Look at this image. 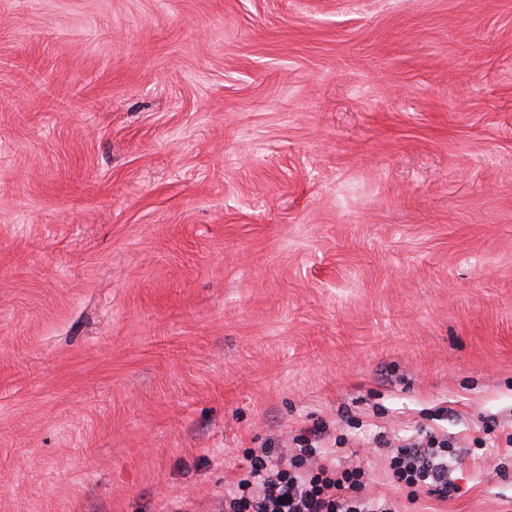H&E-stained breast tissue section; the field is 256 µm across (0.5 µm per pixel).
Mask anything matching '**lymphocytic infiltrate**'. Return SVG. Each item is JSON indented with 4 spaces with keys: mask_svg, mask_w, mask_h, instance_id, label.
Returning <instances> with one entry per match:
<instances>
[{
    "mask_svg": "<svg viewBox=\"0 0 512 512\" xmlns=\"http://www.w3.org/2000/svg\"><path fill=\"white\" fill-rule=\"evenodd\" d=\"M317 437V432H303L294 454L275 462L249 457L224 496V512H397L390 499L367 495L369 475L363 467L337 469ZM454 455L442 442L407 444L393 452L388 477L406 489L408 501L426 495L445 502L459 490L448 476Z\"/></svg>",
    "mask_w": 512,
    "mask_h": 512,
    "instance_id": "f902f5d3",
    "label": "lymphocytic infiltrate"
}]
</instances>
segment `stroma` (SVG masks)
Wrapping results in <instances>:
<instances>
[{"label": "stroma", "instance_id": "stroma-1", "mask_svg": "<svg viewBox=\"0 0 512 512\" xmlns=\"http://www.w3.org/2000/svg\"><path fill=\"white\" fill-rule=\"evenodd\" d=\"M321 424L512 512V0H0V512H221Z\"/></svg>", "mask_w": 512, "mask_h": 512}]
</instances>
